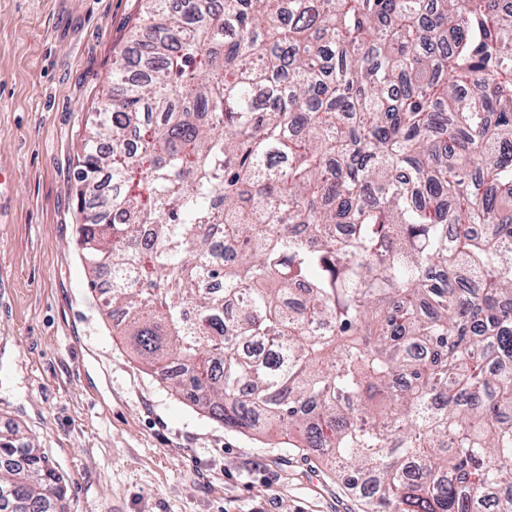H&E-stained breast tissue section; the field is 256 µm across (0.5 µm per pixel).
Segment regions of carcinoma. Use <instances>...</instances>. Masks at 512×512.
Returning a JSON list of instances; mask_svg holds the SVG:
<instances>
[{
    "instance_id": "1",
    "label": "carcinoma",
    "mask_w": 512,
    "mask_h": 512,
    "mask_svg": "<svg viewBox=\"0 0 512 512\" xmlns=\"http://www.w3.org/2000/svg\"><path fill=\"white\" fill-rule=\"evenodd\" d=\"M143 2L78 157L118 335L375 512H512V0ZM66 491L0 433V512Z\"/></svg>"
}]
</instances>
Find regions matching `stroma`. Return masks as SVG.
I'll list each match as a JSON object with an SVG mask.
<instances>
[{"instance_id":"obj_1","label":"stroma","mask_w":512,"mask_h":512,"mask_svg":"<svg viewBox=\"0 0 512 512\" xmlns=\"http://www.w3.org/2000/svg\"><path fill=\"white\" fill-rule=\"evenodd\" d=\"M141 0H0V429L65 512H367L311 452L224 428L128 350L78 250V154Z\"/></svg>"}]
</instances>
